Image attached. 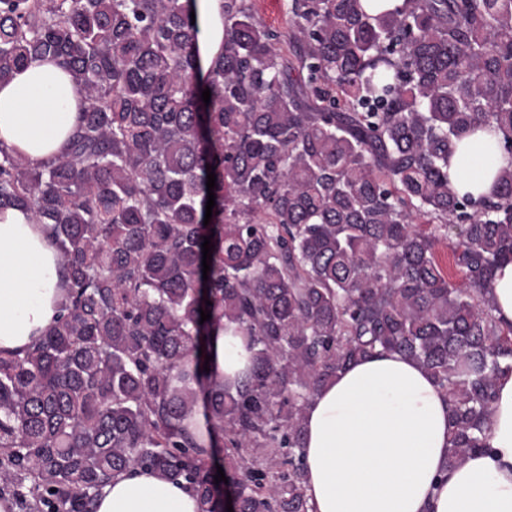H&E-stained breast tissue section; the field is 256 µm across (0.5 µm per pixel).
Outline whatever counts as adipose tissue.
Masks as SVG:
<instances>
[{
	"mask_svg": "<svg viewBox=\"0 0 512 512\" xmlns=\"http://www.w3.org/2000/svg\"><path fill=\"white\" fill-rule=\"evenodd\" d=\"M197 46L224 38L222 0H197ZM84 103L69 75L36 60L0 81V145L34 163L61 155ZM480 130L458 143L448 177L488 196L512 160ZM57 249L20 209L0 211V350L21 352L64 301ZM486 449L448 465V399L418 363L376 354L349 364L306 408L305 487L312 512H512V370L500 374ZM96 512H199L184 481L137 469L100 491Z\"/></svg>",
	"mask_w": 512,
	"mask_h": 512,
	"instance_id": "ef3b65f1",
	"label": "adipose tissue"
}]
</instances>
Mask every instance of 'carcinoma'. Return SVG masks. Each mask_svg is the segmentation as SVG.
Returning a JSON list of instances; mask_svg holds the SVG:
<instances>
[{"mask_svg": "<svg viewBox=\"0 0 512 512\" xmlns=\"http://www.w3.org/2000/svg\"><path fill=\"white\" fill-rule=\"evenodd\" d=\"M194 2L0 0V79L53 62L87 102L62 156L0 148V210L43 225L65 290L41 340L0 352V491L29 512H95L134 468L185 480L200 512H309L306 407L374 354L448 396L449 467L487 447L512 165L475 201L448 158L491 126L512 159V0H288L285 32L224 0L205 72ZM223 333L251 354L233 381L203 370Z\"/></svg>", "mask_w": 512, "mask_h": 512, "instance_id": "carcinoma-1", "label": "carcinoma"}]
</instances>
